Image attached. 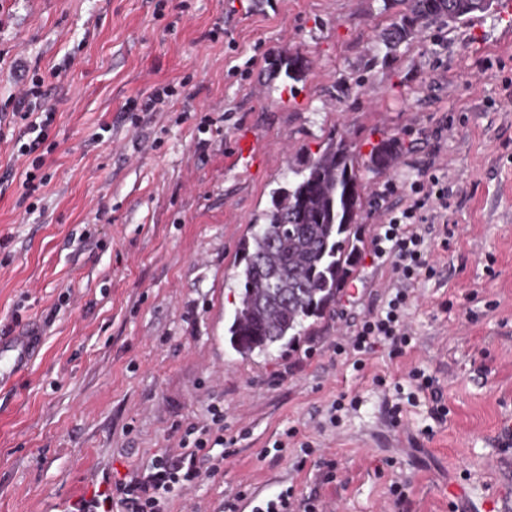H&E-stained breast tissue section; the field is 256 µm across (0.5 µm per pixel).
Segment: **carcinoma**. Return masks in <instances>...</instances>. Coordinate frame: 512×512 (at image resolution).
<instances>
[{"label":"carcinoma","mask_w":512,"mask_h":512,"mask_svg":"<svg viewBox=\"0 0 512 512\" xmlns=\"http://www.w3.org/2000/svg\"><path fill=\"white\" fill-rule=\"evenodd\" d=\"M408 8L384 36L387 52L410 39L419 26L441 20L448 0H407ZM402 148L396 140L378 144L367 168L382 172ZM358 160L344 139H329L324 149L294 171L295 180L273 193L264 223L251 225L239 243L240 289L227 328L228 343L241 356L268 354L305 335V322L333 311L341 288L360 254L362 185Z\"/></svg>","instance_id":"carcinoma-1"}]
</instances>
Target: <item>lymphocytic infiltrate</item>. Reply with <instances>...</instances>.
<instances>
[{
  "label": "lymphocytic infiltrate",
  "instance_id": "1",
  "mask_svg": "<svg viewBox=\"0 0 512 512\" xmlns=\"http://www.w3.org/2000/svg\"><path fill=\"white\" fill-rule=\"evenodd\" d=\"M59 69L49 74H33L30 81L19 88L11 114L12 123L21 130L13 148L19 156L30 158L22 182L26 192L38 190V172L44 164L41 152L55 121L56 109L49 104L51 95L45 83L58 78ZM431 191L412 188L404 206L390 212L385 223L379 225L374 238L377 254H393L395 268L405 283L417 279L430 263L424 249L428 226L434 223L439 211L448 207V189L441 185L438 176H430ZM408 294L405 286L397 288L387 303L384 315L365 317L353 330L351 346L360 354L374 351L381 342H390L394 352H401L409 340L408 326L401 310ZM224 412L211 411L210 426L188 425L180 439L178 455L162 453L153 457L147 474L116 482L112 494L123 508V512H162L166 494L175 488H191L201 476L199 465L210 458L213 448L230 450L231 441L225 440L222 425Z\"/></svg>",
  "mask_w": 512,
  "mask_h": 512
}]
</instances>
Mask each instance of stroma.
<instances>
[{
	"mask_svg": "<svg viewBox=\"0 0 512 512\" xmlns=\"http://www.w3.org/2000/svg\"><path fill=\"white\" fill-rule=\"evenodd\" d=\"M278 2L7 0L0 113L19 76L75 65L52 92L44 186L25 195L27 162L0 141V330L43 336L0 387V512L105 500L214 406L235 450L164 512H224L243 489L318 512H512V20L433 23L389 55L404 0ZM290 54L301 80L276 72ZM168 83L160 111L125 112ZM334 136L363 164L360 258L293 347L240 356L238 245ZM390 138L405 144L393 165L365 169ZM429 167L448 174L447 220L410 287L411 342L357 356L350 331L398 277L373 235Z\"/></svg>",
	"mask_w": 512,
	"mask_h": 512,
	"instance_id": "obj_1",
	"label": "stroma"
}]
</instances>
